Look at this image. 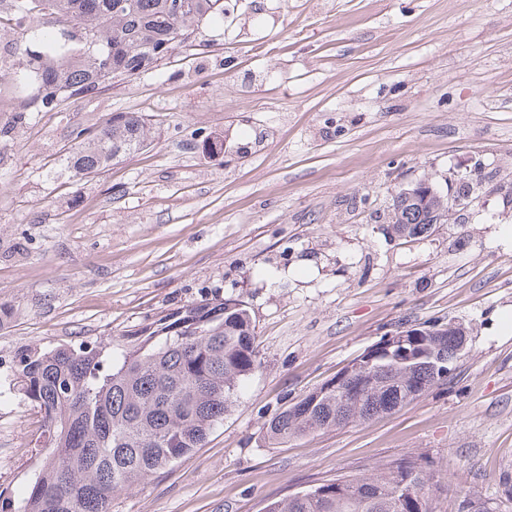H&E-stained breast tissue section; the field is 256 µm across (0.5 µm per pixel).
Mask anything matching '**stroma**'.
Segmentation results:
<instances>
[{
  "label": "stroma",
  "instance_id": "35a3bbf8",
  "mask_svg": "<svg viewBox=\"0 0 512 512\" xmlns=\"http://www.w3.org/2000/svg\"><path fill=\"white\" fill-rule=\"evenodd\" d=\"M0 6V100L24 57ZM151 119L148 148L93 178L76 129ZM479 170L463 218L398 240L400 184ZM246 302L259 367L204 447L112 512H265L340 474L422 457L433 512L512 484V0H238L152 72L32 113L0 137V491L40 465L26 349L123 339L193 301ZM460 322L445 384L392 414L265 444L269 420L411 326Z\"/></svg>",
  "mask_w": 512,
  "mask_h": 512
}]
</instances>
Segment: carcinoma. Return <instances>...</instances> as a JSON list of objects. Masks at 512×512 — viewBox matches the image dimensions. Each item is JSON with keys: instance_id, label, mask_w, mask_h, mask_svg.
<instances>
[{"instance_id": "obj_1", "label": "carcinoma", "mask_w": 512, "mask_h": 512, "mask_svg": "<svg viewBox=\"0 0 512 512\" xmlns=\"http://www.w3.org/2000/svg\"><path fill=\"white\" fill-rule=\"evenodd\" d=\"M23 47L26 110L49 112L95 96L116 77L157 67L159 50L190 42L224 0H7ZM151 123L137 112L81 129L62 163L82 178L149 145ZM385 220L403 237L432 225ZM407 363L382 362L346 376L355 394L311 392L275 415L264 439L276 445L391 414L446 382L441 362L455 358V337L417 328ZM255 324L244 301L205 299L138 326L117 343L59 346L20 356L15 384L43 418L41 464L17 512H112V500L201 447L224 420L240 383L257 367ZM430 473L401 458L369 473L341 476L289 495L267 512H432Z\"/></svg>"}]
</instances>
